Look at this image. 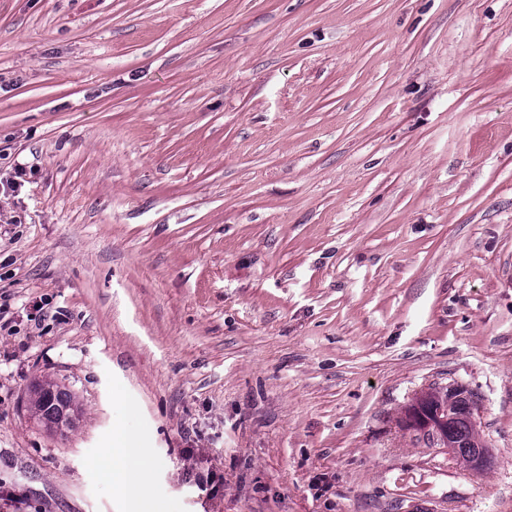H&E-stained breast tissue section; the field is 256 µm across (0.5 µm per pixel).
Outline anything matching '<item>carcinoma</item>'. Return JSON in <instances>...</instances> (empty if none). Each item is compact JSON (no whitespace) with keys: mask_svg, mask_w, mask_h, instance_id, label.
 Masks as SVG:
<instances>
[{"mask_svg":"<svg viewBox=\"0 0 512 512\" xmlns=\"http://www.w3.org/2000/svg\"><path fill=\"white\" fill-rule=\"evenodd\" d=\"M423 415L440 414L448 419L443 425L429 426L424 423H405L418 442L429 448L453 446L454 457L465 466L478 457L485 456L486 448L477 438L473 422V394L464 389L450 391L434 386L416 398ZM29 408L36 419L47 428L54 429L67 421L74 425L82 417V408L76 396L53 381H39L29 390Z\"/></svg>","mask_w":512,"mask_h":512,"instance_id":"1","label":"carcinoma"}]
</instances>
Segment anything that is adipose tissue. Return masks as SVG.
<instances>
[{
  "mask_svg": "<svg viewBox=\"0 0 512 512\" xmlns=\"http://www.w3.org/2000/svg\"><path fill=\"white\" fill-rule=\"evenodd\" d=\"M151 467L140 436L118 429L112 436L111 448L104 450L96 464V474L128 497L129 512H138L149 494Z\"/></svg>",
  "mask_w": 512,
  "mask_h": 512,
  "instance_id": "adipose-tissue-1",
  "label": "adipose tissue"
}]
</instances>
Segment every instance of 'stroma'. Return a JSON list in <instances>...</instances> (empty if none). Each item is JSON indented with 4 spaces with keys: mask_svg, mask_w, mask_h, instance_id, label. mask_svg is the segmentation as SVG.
I'll return each instance as SVG.
<instances>
[{
    "mask_svg": "<svg viewBox=\"0 0 512 512\" xmlns=\"http://www.w3.org/2000/svg\"><path fill=\"white\" fill-rule=\"evenodd\" d=\"M19 164L0 512H124L118 427L149 512H512V0H0ZM449 384L483 471L401 426ZM29 408L36 419L49 429H59L58 425L69 422L72 428L82 417V408L76 396L53 381H39L29 390ZM64 412V418L61 414ZM141 437L124 429H116L112 436V448H106L96 464V474L102 481L126 495L130 509L137 510L147 499L150 490L151 458L141 448Z\"/></svg>",
    "mask_w": 512,
    "mask_h": 512,
    "instance_id": "stroma-1",
    "label": "stroma"
}]
</instances>
